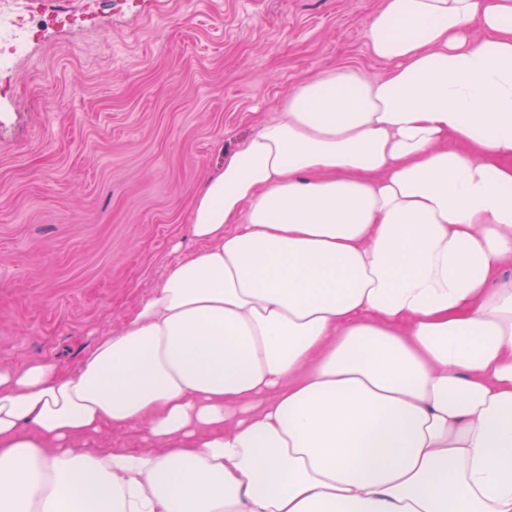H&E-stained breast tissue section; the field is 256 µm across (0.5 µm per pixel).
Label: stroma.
Masks as SVG:
<instances>
[{"label": "stroma", "mask_w": 512, "mask_h": 512, "mask_svg": "<svg viewBox=\"0 0 512 512\" xmlns=\"http://www.w3.org/2000/svg\"><path fill=\"white\" fill-rule=\"evenodd\" d=\"M0 102V365L76 369L191 251L196 192L302 80L370 72L380 0H45Z\"/></svg>", "instance_id": "obj_1"}]
</instances>
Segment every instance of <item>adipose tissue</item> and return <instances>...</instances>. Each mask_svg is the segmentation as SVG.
Returning a JSON list of instances; mask_svg holds the SVG:
<instances>
[{"label":"adipose tissue","instance_id":"obj_1","mask_svg":"<svg viewBox=\"0 0 512 512\" xmlns=\"http://www.w3.org/2000/svg\"><path fill=\"white\" fill-rule=\"evenodd\" d=\"M365 39L383 72L301 82L75 370L0 367V512H512V0ZM99 444L104 448L130 449H140L144 445L140 440V430L137 427H128L115 431L110 429L100 437Z\"/></svg>","mask_w":512,"mask_h":512}]
</instances>
